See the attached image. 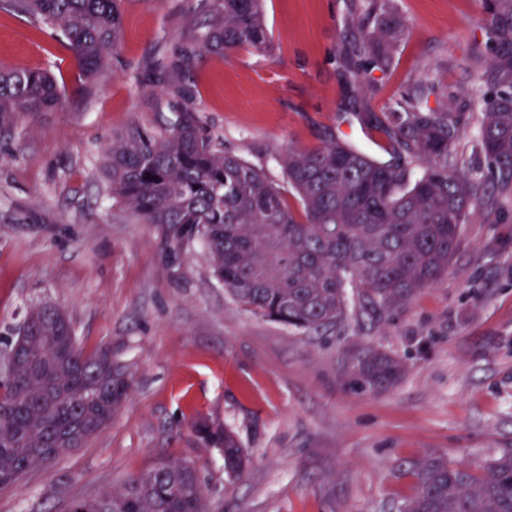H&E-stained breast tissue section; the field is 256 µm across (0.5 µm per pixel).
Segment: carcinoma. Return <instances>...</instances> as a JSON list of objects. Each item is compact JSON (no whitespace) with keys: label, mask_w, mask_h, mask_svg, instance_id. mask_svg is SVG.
Wrapping results in <instances>:
<instances>
[{"label":"carcinoma","mask_w":512,"mask_h":512,"mask_svg":"<svg viewBox=\"0 0 512 512\" xmlns=\"http://www.w3.org/2000/svg\"><path fill=\"white\" fill-rule=\"evenodd\" d=\"M263 0H209L191 37L162 63L181 83L152 99L155 119L112 138L105 167L112 197L159 228L166 263L181 266L190 247H206L213 273L244 310L296 330L319 331L345 320L350 305L367 314L408 302L448 272L462 224L477 207L483 183L458 171L464 162L458 112L424 100L430 80L396 102L380 130L393 161L382 163L327 131L321 145L291 150L283 159L294 208L259 168L224 150L192 107L189 77L206 54L228 55L267 45ZM489 58L464 60L471 93L472 149L483 152L512 190V0H482ZM0 10L23 16L62 40L89 83L118 57L122 14L118 0H0ZM363 36L343 55L378 70L391 63L404 36L396 0H353ZM64 97L47 70L0 68V127L19 116L54 112ZM0 368V487L44 464V449L60 456L102 431L130 387L123 366L101 345L86 353L71 322L45 305L28 313ZM348 385L382 392L405 372L399 357L362 347L343 359ZM195 431L239 475L245 457L234 433L202 421ZM415 495L400 512H512V448L478 470L443 458L416 467ZM74 512H209L196 467L165 461L133 473L116 491L73 505Z\"/></svg>","instance_id":"cac0c4a2"}]
</instances>
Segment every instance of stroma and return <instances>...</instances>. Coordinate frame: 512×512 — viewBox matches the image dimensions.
<instances>
[{"mask_svg": "<svg viewBox=\"0 0 512 512\" xmlns=\"http://www.w3.org/2000/svg\"><path fill=\"white\" fill-rule=\"evenodd\" d=\"M405 26L391 66L355 74L351 0H263L266 49L206 56L194 102L227 149L287 188L282 160L318 146L321 129L389 161L375 125L422 79L432 109L466 114L461 61L485 47L481 0H397ZM120 66L92 86L70 52L0 10V68L51 70L54 112L0 131V341L36 306L60 308L82 349L112 346L131 389L110 425L47 468L0 489V512H69L165 460L194 463L211 512H399L430 457L478 465L512 448V197L485 155L461 169L485 192L447 275L383 316L350 313L317 332L241 309L206 250L169 268L155 225L112 198L102 168L113 136L150 119L161 91L152 57L171 53L203 0H121ZM373 345L402 357L390 390L346 386L343 355ZM233 431L247 457L224 472L196 423Z\"/></svg>", "mask_w": 512, "mask_h": 512, "instance_id": "obj_1", "label": "stroma"}]
</instances>
